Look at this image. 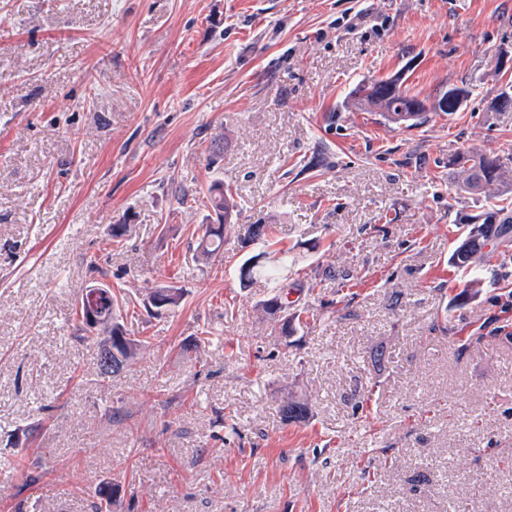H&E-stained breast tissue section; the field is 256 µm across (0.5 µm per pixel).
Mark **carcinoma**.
Instances as JSON below:
<instances>
[{
    "label": "carcinoma",
    "instance_id": "obj_1",
    "mask_svg": "<svg viewBox=\"0 0 512 512\" xmlns=\"http://www.w3.org/2000/svg\"><path fill=\"white\" fill-rule=\"evenodd\" d=\"M468 91L463 87H450L433 103L431 110L435 112H456L460 109ZM349 105L365 112H379L388 122L414 125L426 119L427 108L424 101L409 94L402 87L400 78L377 80L369 85H361L353 90ZM448 165L457 166L461 178L457 189L474 196H491L504 186L512 187V166L499 156L474 155L469 151H458L448 159ZM205 196L215 214L214 223L202 225L201 242L197 247L200 256L208 260L217 254L224 243V230L231 227L236 217V203L230 187L224 182L215 180L209 184ZM458 223L467 225V229L459 238L452 253L450 262L458 268H469L476 262L478 255L496 241L512 233V210L492 204L476 215H463ZM263 276L269 281L270 293L257 304L258 310L276 320L279 335L288 337L296 331V317L288 316V282L280 276L276 268L266 267L258 262L243 266L240 277L251 280ZM159 295L166 300L165 309L178 306L183 291L174 286L154 288L149 295ZM123 296L114 292L101 299L99 304L101 315L106 324L97 331H92L86 324L83 315L84 302H79L75 310L73 329L76 339L87 340V337L101 335L103 339L95 342V364L98 374L103 380L119 375L131 360L142 350L149 347L148 339H134L127 336L121 319ZM308 404L294 398L282 399L280 412L286 421H298L308 414ZM97 502L94 512H103V506L112 504L115 488L104 482L96 491Z\"/></svg>",
    "mask_w": 512,
    "mask_h": 512
}]
</instances>
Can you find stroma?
<instances>
[{"label": "stroma", "mask_w": 512, "mask_h": 512, "mask_svg": "<svg viewBox=\"0 0 512 512\" xmlns=\"http://www.w3.org/2000/svg\"><path fill=\"white\" fill-rule=\"evenodd\" d=\"M502 47L512 0H0V512H92L102 482L111 512H512V238L480 288L449 260L484 204L449 154L512 153ZM388 77L471 94L407 127L345 107ZM215 178L240 213L204 265ZM259 253L293 336L240 278ZM100 278L185 291L124 312L151 344L105 389L70 323ZM258 275L265 277L269 281V288H271L267 297L256 305L258 310L276 320L279 335L284 338L292 336L296 331L294 321L297 320L300 323L299 316L288 318V288H292V286H288L287 278L280 276L276 268L260 265L259 262L243 266L240 269L241 279L249 281Z\"/></svg>", "instance_id": "35a3bbf8"}]
</instances>
